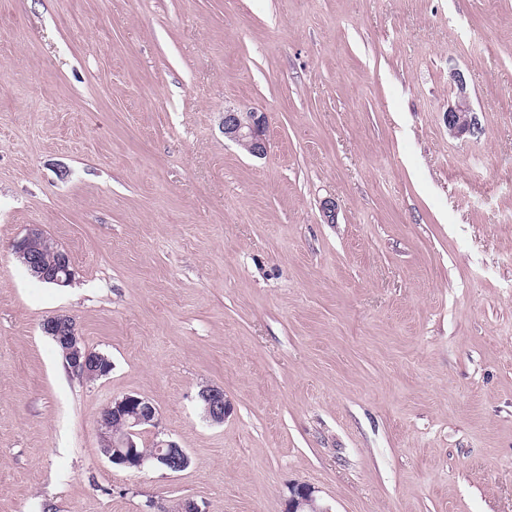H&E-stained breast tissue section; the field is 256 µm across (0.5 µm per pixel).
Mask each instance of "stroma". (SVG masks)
Listing matches in <instances>:
<instances>
[{"instance_id": "35a3bbf8", "label": "stroma", "mask_w": 512, "mask_h": 512, "mask_svg": "<svg viewBox=\"0 0 512 512\" xmlns=\"http://www.w3.org/2000/svg\"><path fill=\"white\" fill-rule=\"evenodd\" d=\"M32 224L69 285L18 262ZM55 315L109 375L65 369ZM127 394L187 469L102 455ZM292 482L512 512V0H0V512H284ZM452 81L455 99L446 111L448 132L456 137L475 136L479 133V127L474 116L465 79L459 72H455L452 75ZM224 136L254 156L267 152L265 116L259 112H241L232 109L224 112ZM13 250L17 256H21L25 259L24 262L28 267L27 270H29L32 275L37 276H42V253L45 251L50 252L55 257L54 263L56 270L48 277V281L59 286H64L71 281L73 270L69 254L54 241L51 242L50 238L44 234L39 225H30L26 228L25 234L14 242ZM17 259L24 265L19 258ZM39 281L49 283L44 280ZM199 399L206 418L213 423H222L228 416L230 406L224 391L217 387H205L199 391Z\"/></svg>"}]
</instances>
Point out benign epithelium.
<instances>
[{"mask_svg":"<svg viewBox=\"0 0 512 512\" xmlns=\"http://www.w3.org/2000/svg\"><path fill=\"white\" fill-rule=\"evenodd\" d=\"M455 99L446 111L448 132L456 137L474 136L479 133L470 96L463 75L453 73ZM224 136L254 156L267 152L265 137V116L257 112H241L232 109L224 111ZM16 255L25 259L31 274L42 275V253L50 252L55 257L56 270L48 277L52 284L64 286L72 279L73 270L69 254L52 242L38 225L26 228L25 234L13 244ZM43 332L60 347L64 366L71 373L87 381L105 375L101 361L87 349L79 335L76 322L69 316L57 315L42 324ZM199 399L206 418L213 423H222L228 416L230 406L224 391L217 387H205L199 391ZM149 425L156 429L154 451L139 449L135 438L139 428ZM158 428V411L153 403L136 395L127 394L112 399L99 419L101 453L111 462L131 470L141 471L149 466L178 473L187 469L190 458L176 442L161 436ZM285 512H330L323 507L315 488L306 483H292L288 487Z\"/></svg>","mask_w":512,"mask_h":512,"instance_id":"obj_1","label":"benign epithelium"}]
</instances>
